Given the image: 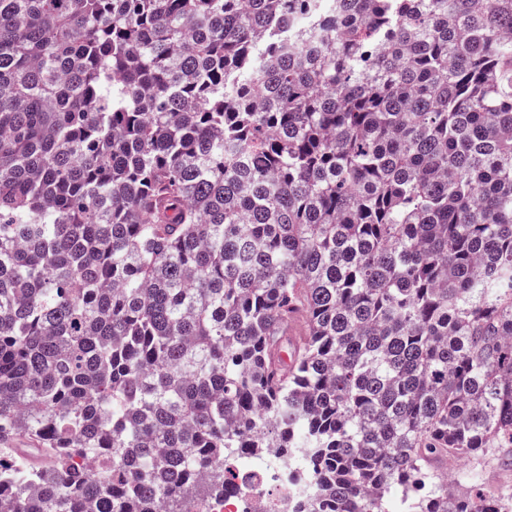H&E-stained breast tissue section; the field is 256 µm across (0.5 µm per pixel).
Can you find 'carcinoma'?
<instances>
[{"label":"carcinoma","instance_id":"obj_1","mask_svg":"<svg viewBox=\"0 0 512 512\" xmlns=\"http://www.w3.org/2000/svg\"><path fill=\"white\" fill-rule=\"evenodd\" d=\"M512 0H0V512H512ZM308 486L299 484L285 466L248 467L239 471L238 480L224 498L216 499L190 512H302Z\"/></svg>","mask_w":512,"mask_h":512}]
</instances>
